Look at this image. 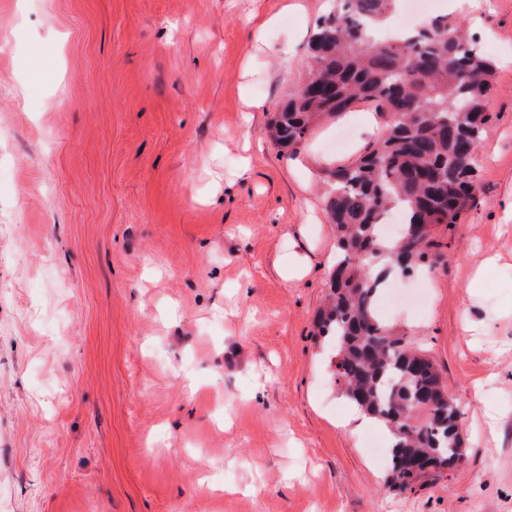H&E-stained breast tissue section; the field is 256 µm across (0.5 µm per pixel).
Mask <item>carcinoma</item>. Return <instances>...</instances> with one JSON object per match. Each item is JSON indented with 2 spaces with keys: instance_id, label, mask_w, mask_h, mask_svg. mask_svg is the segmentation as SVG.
Segmentation results:
<instances>
[{
  "instance_id": "1",
  "label": "carcinoma",
  "mask_w": 512,
  "mask_h": 512,
  "mask_svg": "<svg viewBox=\"0 0 512 512\" xmlns=\"http://www.w3.org/2000/svg\"><path fill=\"white\" fill-rule=\"evenodd\" d=\"M397 2L335 0L310 41L305 82L275 110L269 132L295 149L320 120L357 103L376 105L384 119L361 155L325 172L337 260L316 327L334 346L342 395L394 438L387 489L407 491L463 455L459 403L409 336L377 316L376 296L393 273L432 266L435 227L458 223L476 202L496 84L494 63L456 18L384 39L376 25ZM394 209L420 238L400 245L381 234V217Z\"/></svg>"
}]
</instances>
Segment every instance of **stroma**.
I'll list each match as a JSON object with an SVG mask.
<instances>
[{"mask_svg": "<svg viewBox=\"0 0 512 512\" xmlns=\"http://www.w3.org/2000/svg\"><path fill=\"white\" fill-rule=\"evenodd\" d=\"M467 3L437 11L498 64L478 202L379 301L465 455L390 492L313 327L320 170L375 110L266 134L330 0H0V512H512V0Z\"/></svg>", "mask_w": 512, "mask_h": 512, "instance_id": "stroma-1", "label": "stroma"}]
</instances>
